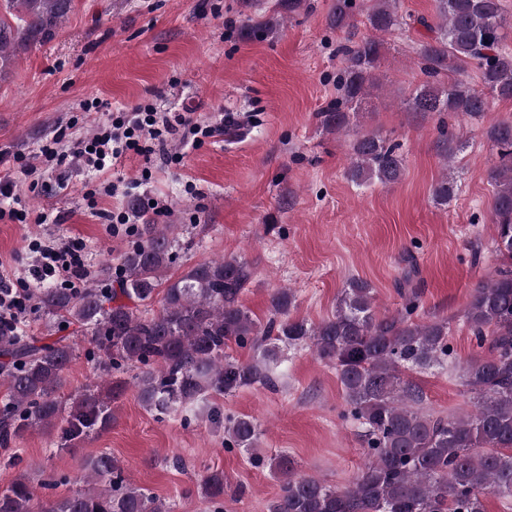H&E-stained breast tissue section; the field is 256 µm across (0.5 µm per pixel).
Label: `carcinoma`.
<instances>
[{"label": "carcinoma", "instance_id": "1", "mask_svg": "<svg viewBox=\"0 0 512 512\" xmlns=\"http://www.w3.org/2000/svg\"><path fill=\"white\" fill-rule=\"evenodd\" d=\"M438 23L423 17L413 22L434 32L421 45L426 80L407 101L411 112H448L477 118L488 110V97L512 100V47L501 0H435ZM397 0H374L367 23L387 33L407 24ZM71 0H5L0 17V64L19 48L53 37L69 13ZM353 0H334L329 21L350 26ZM383 41L364 39L341 48L344 57L336 106L318 113L320 126L339 133L348 126L347 109L367 93ZM473 65L481 87L457 79ZM487 137L498 162L488 177L495 186L490 208L496 226L497 251L503 260L496 277L478 283L465 319L477 345L489 356L466 370L474 410L456 418L423 412L421 388L404 372L436 365L448 357V320L417 322L411 299L395 315L379 316L371 284L352 278L334 313L318 323L290 317L294 295L274 290L269 317L261 324L241 302L252 278L251 266L237 258H219L190 267L171 280L176 240L173 225L151 219L137 226L136 241L121 255L117 287L103 294L85 288L74 295L64 288H39L35 306L54 319L77 323L91 333L93 349L106 373H138L131 380L103 379L63 402L57 391L76 356L64 339L40 343L0 332V379L7 403L0 408V446L29 429L59 428L67 448L112 425V400L127 388L142 405L159 415L191 403L205 393L224 396L259 384L276 389L269 373L280 346H307L321 361L336 366L349 415L360 422L369 449L368 461L351 485L338 489L303 474L286 454L269 465L281 479V492L267 512H485L483 497L492 493L512 501V121L489 128ZM398 145L365 134L351 145L349 181L363 185L397 183L403 176ZM456 182L444 177L433 197L446 205ZM164 288L159 311L145 310L157 289ZM252 349L240 363L227 354L231 346ZM224 447L255 448L262 431L249 416L224 424ZM95 491H75L42 500L30 479L19 475L0 491V512H173L174 505L128 482L112 454L92 458L84 476ZM202 500L221 512L224 473L208 471L198 480Z\"/></svg>", "mask_w": 512, "mask_h": 512}]
</instances>
